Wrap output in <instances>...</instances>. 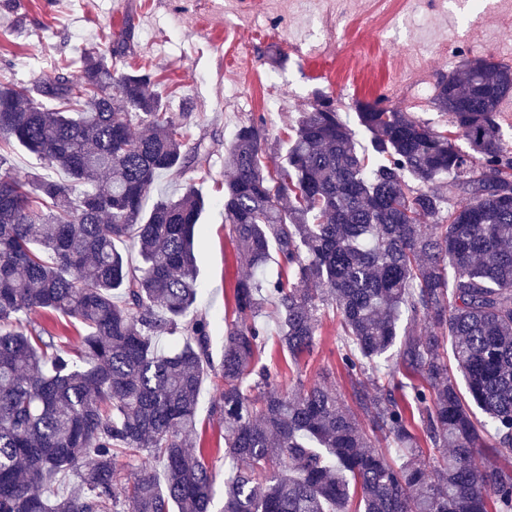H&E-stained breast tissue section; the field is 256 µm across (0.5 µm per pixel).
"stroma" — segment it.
<instances>
[{
    "label": "stroma",
    "mask_w": 512,
    "mask_h": 512,
    "mask_svg": "<svg viewBox=\"0 0 512 512\" xmlns=\"http://www.w3.org/2000/svg\"><path fill=\"white\" fill-rule=\"evenodd\" d=\"M262 31L236 25L212 0H0V76L30 84L55 74V63L103 47L113 31L132 33L129 60L150 64L157 89L170 112L186 115L193 140L209 150L184 176L161 174L153 189L172 192L194 181L205 199L196 238L199 275L195 316L210 325L211 353L221 359L224 331L233 323L232 285L245 274L237 264L224 222L225 150L237 129L263 121L268 141L282 148L289 126L314 104L331 96L340 112L355 102L385 98L439 128L445 116L413 100L404 80L416 70L430 85L451 72L442 60L499 59L511 52L512 0H485L469 16L459 0H310L307 11L291 0H243ZM285 90L277 104L267 101L270 82ZM337 326L324 318L318 344L299 365L267 346L264 363L276 366L278 382L292 391L296 382L327 375L342 398L350 391L338 357ZM214 380L202 385L197 437L217 472L214 505L224 503V439L210 409Z\"/></svg>",
    "instance_id": "35a3bbf8"
}]
</instances>
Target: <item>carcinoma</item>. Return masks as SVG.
Segmentation results:
<instances>
[{"instance_id":"cac0c4a2","label":"carcinoma","mask_w":512,"mask_h":512,"mask_svg":"<svg viewBox=\"0 0 512 512\" xmlns=\"http://www.w3.org/2000/svg\"><path fill=\"white\" fill-rule=\"evenodd\" d=\"M131 39L85 54L77 81L67 64L32 86L0 81V512H212L213 469L190 437L208 376L235 464L220 512H512V151L498 123L512 66L466 59L438 82L449 131L356 102L368 153L327 95L281 153L263 123L237 129L224 220L251 273L234 282L216 366L209 323H182L204 199L187 184L144 207L201 145L153 73L126 65ZM16 146L63 178L16 179ZM267 305L295 364L332 309L353 406L321 383L276 389ZM37 312L82 332L32 328ZM487 448L504 463L477 467ZM118 457L154 459L163 477L130 480Z\"/></svg>"}]
</instances>
